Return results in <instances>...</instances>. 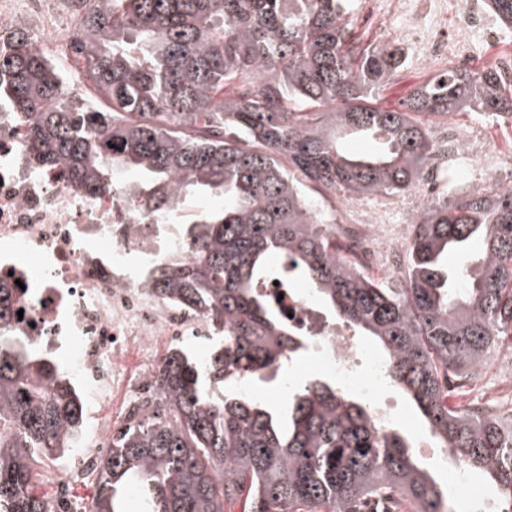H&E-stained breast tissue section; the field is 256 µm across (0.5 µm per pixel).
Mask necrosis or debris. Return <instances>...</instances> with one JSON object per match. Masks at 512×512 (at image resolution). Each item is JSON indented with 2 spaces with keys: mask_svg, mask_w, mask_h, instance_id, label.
Returning <instances> with one entry per match:
<instances>
[{
  "mask_svg": "<svg viewBox=\"0 0 512 512\" xmlns=\"http://www.w3.org/2000/svg\"><path fill=\"white\" fill-rule=\"evenodd\" d=\"M67 7L68 0H0V32L26 26L36 48L55 59L68 57L74 36L60 24ZM442 8V0L388 4V13L405 16L394 37L412 45L421 63L468 57L473 32L489 28L473 0H458L461 25L448 32L438 21ZM183 230L180 224L140 223L118 197L75 187L64 167L36 165L27 153L23 127L10 112L0 113V278L10 285L22 282L28 301L16 333L35 350L51 354L87 407L120 392L125 412L137 411L155 397L158 345L211 335L207 318L161 299L145 285L150 268L179 245ZM339 231L360 267L391 275L402 261L412 225L399 224L389 232L375 213L364 211ZM266 291L289 315L290 325L309 338L306 349L278 375L277 385L288 387L296 369L318 363L341 387L372 402L380 424L390 425L393 412L379 402L380 357L348 326L330 322L299 283L286 289L271 284ZM95 428L102 445L69 458L58 502L66 500L70 477L93 470L111 446V425L100 420Z\"/></svg>",
  "mask_w": 512,
  "mask_h": 512,
  "instance_id": "4bbe7bcc",
  "label": "necrosis or debris"
}]
</instances>
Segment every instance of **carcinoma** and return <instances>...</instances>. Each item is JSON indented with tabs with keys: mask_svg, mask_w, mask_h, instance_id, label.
Returning <instances> with one entry per match:
<instances>
[{
	"mask_svg": "<svg viewBox=\"0 0 512 512\" xmlns=\"http://www.w3.org/2000/svg\"><path fill=\"white\" fill-rule=\"evenodd\" d=\"M350 0H73L70 79L26 30L0 37V102L30 155L118 196L146 224L179 219L180 246L153 271L166 300L214 322L207 360L173 347L154 404L112 436L94 512H458L398 428L314 376L280 407L240 391L268 383L296 340L263 285L304 279L323 309L383 354L387 379L416 405L428 436L512 512V415L471 411L466 381L512 336V186L496 178L428 199L414 219L400 283L362 272L311 190L352 201L414 191L434 163L433 118L477 112L512 121V71L449 68L398 109L377 93L405 65L392 43L361 47ZM512 29V0H486ZM374 151L352 155L342 141ZM137 174L134 183L122 174ZM193 194L224 209L183 216ZM477 241L480 251L469 254ZM463 264L448 270V253ZM279 256L286 266L274 269ZM0 285V327L18 319ZM85 412L68 381L18 336L0 335V512H51L37 464L76 447Z\"/></svg>",
	"mask_w": 512,
	"mask_h": 512,
	"instance_id": "cac0c4a2",
	"label": "carcinoma"
}]
</instances>
